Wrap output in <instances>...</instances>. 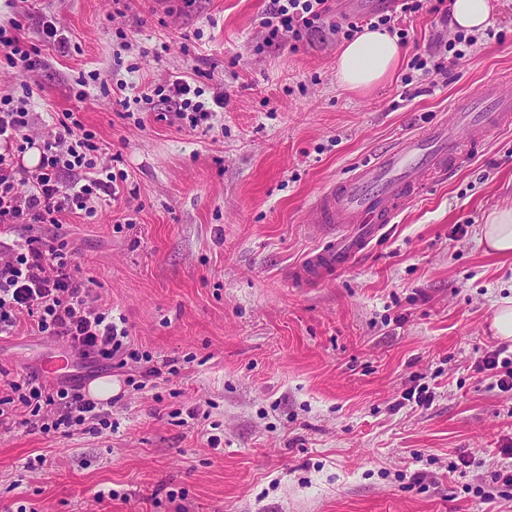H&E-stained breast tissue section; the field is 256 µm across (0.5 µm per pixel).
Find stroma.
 <instances>
[{"mask_svg": "<svg viewBox=\"0 0 512 512\" xmlns=\"http://www.w3.org/2000/svg\"><path fill=\"white\" fill-rule=\"evenodd\" d=\"M492 3L493 35L425 75L411 58L456 33L426 0L400 23L394 75L356 92L338 82L334 26L380 0H329L295 49L265 44L269 0H0L21 41L38 42L47 15L70 39L26 73L0 63V95L33 113L37 139L78 113L127 174L118 202L43 232L66 238L130 349L162 366L71 358L62 379L111 378L112 426L0 432V512H512L476 496L512 474V391L476 370L482 352L512 357L491 329L512 256L479 243L486 214L512 204V129L346 271L309 288L284 278L324 234L310 213L322 190L484 83L512 91V0ZM194 68L202 102L224 94L212 127L181 125L158 96L125 117L112 103L118 84L159 89ZM66 351L25 320L0 338V371L20 380Z\"/></svg>", "mask_w": 512, "mask_h": 512, "instance_id": "1", "label": "stroma"}]
</instances>
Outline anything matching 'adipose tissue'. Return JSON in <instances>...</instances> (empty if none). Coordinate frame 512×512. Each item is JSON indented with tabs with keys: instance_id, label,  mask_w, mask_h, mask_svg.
<instances>
[{
	"instance_id": "adipose-tissue-1",
	"label": "adipose tissue",
	"mask_w": 512,
	"mask_h": 512,
	"mask_svg": "<svg viewBox=\"0 0 512 512\" xmlns=\"http://www.w3.org/2000/svg\"><path fill=\"white\" fill-rule=\"evenodd\" d=\"M401 58L397 35L387 29H364L343 44L337 60V78L344 88L371 90L387 80ZM480 241L491 252L512 255V206L498 207L485 217Z\"/></svg>"
}]
</instances>
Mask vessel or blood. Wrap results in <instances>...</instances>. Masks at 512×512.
<instances>
[{"label":"vessel or blood","mask_w":512,"mask_h":512,"mask_svg":"<svg viewBox=\"0 0 512 512\" xmlns=\"http://www.w3.org/2000/svg\"><path fill=\"white\" fill-rule=\"evenodd\" d=\"M471 112L456 113L364 164L348 183L323 191L312 206L315 223L332 225L328 239L288 271L305 288L348 269L387 224L423 191L426 182L466 163L493 132L512 125V100L483 93Z\"/></svg>","instance_id":"b4317fda"}]
</instances>
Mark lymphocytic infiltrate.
Returning <instances> with one entry per match:
<instances>
[{
  "instance_id": "obj_1",
  "label": "lymphocytic infiltrate",
  "mask_w": 512,
  "mask_h": 512,
  "mask_svg": "<svg viewBox=\"0 0 512 512\" xmlns=\"http://www.w3.org/2000/svg\"><path fill=\"white\" fill-rule=\"evenodd\" d=\"M328 11V0H270L262 19L268 44L298 45L320 29ZM200 94L183 75L165 87L176 118L193 129L224 105L223 94L214 95L209 106L200 102ZM30 125L26 108L0 97V140L11 147L0 153V223L25 231L12 243L0 244V335H12L27 319L39 335L62 339L80 357L109 361L127 355V326L92 298L67 242L32 232L34 225L56 227L65 215L117 200V176L99 168L102 148L74 113L57 118L38 144ZM34 145L41 158L30 170L19 156ZM8 387L10 396L0 399V431L21 425L68 436L86 423H105L108 416L78 388L63 383L52 385L32 375L9 381Z\"/></svg>"
}]
</instances>
